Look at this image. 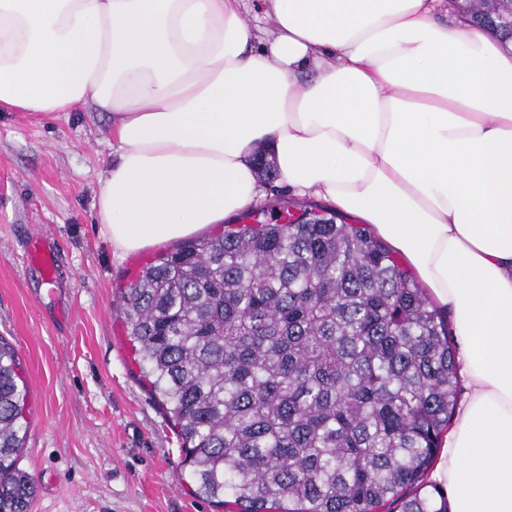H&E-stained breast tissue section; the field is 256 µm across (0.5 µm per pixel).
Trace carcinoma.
Segmentation results:
<instances>
[{"label":"carcinoma","instance_id":"cac0c4a2","mask_svg":"<svg viewBox=\"0 0 512 512\" xmlns=\"http://www.w3.org/2000/svg\"><path fill=\"white\" fill-rule=\"evenodd\" d=\"M460 12L512 38V0ZM247 218L162 253L120 300L195 493L238 512H446L423 480L458 402L448 320L369 228L287 204ZM19 369L0 343V512L35 494Z\"/></svg>","mask_w":512,"mask_h":512}]
</instances>
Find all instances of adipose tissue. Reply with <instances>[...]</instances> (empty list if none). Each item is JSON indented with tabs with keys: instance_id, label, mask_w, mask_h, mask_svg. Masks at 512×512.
<instances>
[{
	"instance_id": "adipose-tissue-1",
	"label": "adipose tissue",
	"mask_w": 512,
	"mask_h": 512,
	"mask_svg": "<svg viewBox=\"0 0 512 512\" xmlns=\"http://www.w3.org/2000/svg\"><path fill=\"white\" fill-rule=\"evenodd\" d=\"M0 0V112L112 118L116 253L278 184L371 225L454 325L464 395L430 481L512 512V43L442 0Z\"/></svg>"
}]
</instances>
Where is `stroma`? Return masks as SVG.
I'll return each instance as SVG.
<instances>
[{"instance_id":"1","label":"stroma","mask_w":512,"mask_h":512,"mask_svg":"<svg viewBox=\"0 0 512 512\" xmlns=\"http://www.w3.org/2000/svg\"><path fill=\"white\" fill-rule=\"evenodd\" d=\"M112 156L108 113L0 112V341L29 390L18 465L29 512H221L188 484L180 442L138 379L121 291L158 247L116 254L95 193ZM55 279L27 259L34 231Z\"/></svg>"}]
</instances>
